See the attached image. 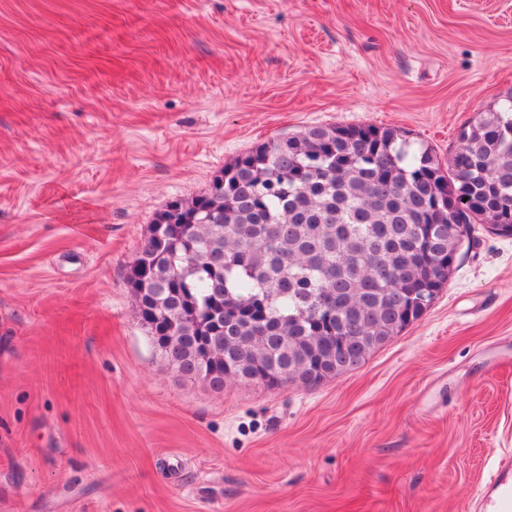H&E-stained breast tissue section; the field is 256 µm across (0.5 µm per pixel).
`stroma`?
Masks as SVG:
<instances>
[{"instance_id":"stroma-1","label":"stroma","mask_w":512,"mask_h":512,"mask_svg":"<svg viewBox=\"0 0 512 512\" xmlns=\"http://www.w3.org/2000/svg\"><path fill=\"white\" fill-rule=\"evenodd\" d=\"M512 90V0H0V512H474L512 459V236L310 388L174 373L157 214L317 125L448 157Z\"/></svg>"}]
</instances>
